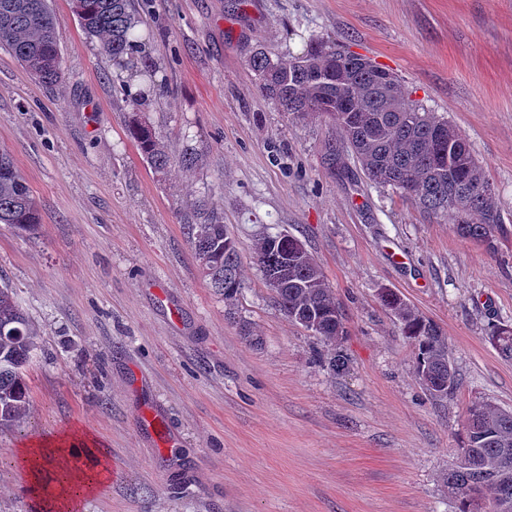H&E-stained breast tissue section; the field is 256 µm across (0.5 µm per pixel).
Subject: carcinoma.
Segmentation results:
<instances>
[{
    "instance_id": "carcinoma-1",
    "label": "carcinoma",
    "mask_w": 512,
    "mask_h": 512,
    "mask_svg": "<svg viewBox=\"0 0 512 512\" xmlns=\"http://www.w3.org/2000/svg\"><path fill=\"white\" fill-rule=\"evenodd\" d=\"M84 32L99 40L102 54L120 62L138 47L134 0H71ZM59 19L49 0H0V48L8 50L40 84L61 77L56 42ZM259 92L294 118L317 114L344 136L367 178L390 186L418 209L436 215L452 211L456 232L467 240L492 244L502 229L500 203L493 184L463 134L448 119L409 101L396 76L379 80L376 71L353 62V54L333 42L310 37L304 52L275 58L258 52L249 59ZM128 136L156 171L170 156L155 132L135 120ZM188 238L200 268L224 300L241 289V252L224 218L203 198L193 209ZM0 224L31 231L39 224L36 200L11 156L0 152ZM253 262L268 282L275 304L291 321L312 320L311 332L330 344L344 334L336 299L308 250H294L293 236L272 241L256 238ZM404 336L416 350L417 373L426 389L444 398L456 384L447 340L436 323L425 319L394 292L380 295ZM495 347L512 358V327L491 336ZM40 330L0 284V428L20 427L30 417L26 366L40 347ZM448 492L459 512H512V411L485 402L468 410L465 448L448 470Z\"/></svg>"
}]
</instances>
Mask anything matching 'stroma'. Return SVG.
I'll list each match as a JSON object with an SVG mask.
<instances>
[{"instance_id": "35a3bbf8", "label": "stroma", "mask_w": 512, "mask_h": 512, "mask_svg": "<svg viewBox=\"0 0 512 512\" xmlns=\"http://www.w3.org/2000/svg\"><path fill=\"white\" fill-rule=\"evenodd\" d=\"M51 5L60 82L0 49V151L41 217L31 234L0 224V277L42 333L30 423L0 429V512H38L33 482L59 488L55 457L33 477L17 450L70 441L118 471L79 512H459L445 477L467 408L512 410V359L491 340L512 326V0H135L145 52L120 64L70 0ZM313 35L394 72L461 131L501 204L493 246L371 183L324 119H291L257 90L250 56ZM135 117L167 171L128 137ZM204 196L241 248L230 303L188 241ZM284 230L336 298L337 344L291 322L250 258L256 234ZM383 288L445 333L448 398L420 380ZM128 136L140 148L142 154L150 162L156 171L165 170L170 164V156L166 150L160 146L156 139L153 129L139 120H134L128 127Z\"/></svg>"}]
</instances>
